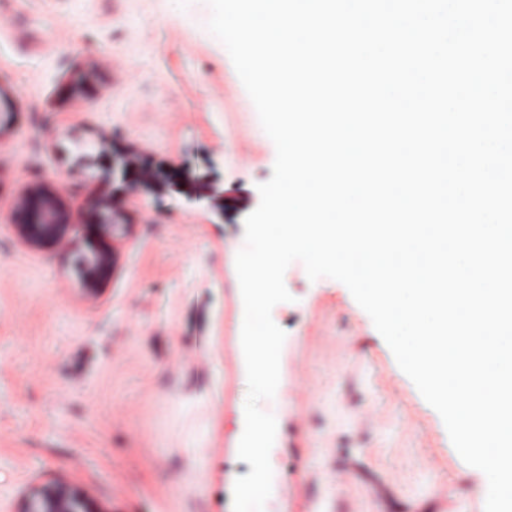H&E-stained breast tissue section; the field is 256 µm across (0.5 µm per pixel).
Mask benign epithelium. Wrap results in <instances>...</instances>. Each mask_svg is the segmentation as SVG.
Returning a JSON list of instances; mask_svg holds the SVG:
<instances>
[{
  "instance_id": "benign-epithelium-1",
  "label": "benign epithelium",
  "mask_w": 512,
  "mask_h": 512,
  "mask_svg": "<svg viewBox=\"0 0 512 512\" xmlns=\"http://www.w3.org/2000/svg\"><path fill=\"white\" fill-rule=\"evenodd\" d=\"M189 198L206 201L217 211H224V188L216 181H207V185L192 191ZM120 218L113 209L112 199L104 198L98 205L96 223L80 224L63 187L36 180L15 194L10 229L15 243L33 252L65 249L81 235L88 239L90 249L82 254L79 269L87 297L94 299L117 263L118 249L112 228ZM85 506V494L79 486L47 482L24 492L11 512H87Z\"/></svg>"
}]
</instances>
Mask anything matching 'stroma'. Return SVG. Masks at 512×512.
<instances>
[{
    "label": "stroma",
    "mask_w": 512,
    "mask_h": 512,
    "mask_svg": "<svg viewBox=\"0 0 512 512\" xmlns=\"http://www.w3.org/2000/svg\"><path fill=\"white\" fill-rule=\"evenodd\" d=\"M207 0H0V75L15 114L0 142V500L48 481L81 485L91 512H233L247 379L235 269L244 214L188 203L213 172L256 192L276 151ZM166 169L163 191L100 169L95 143ZM60 182L78 221L99 199L133 230L96 300L76 265L87 242L30 253L9 230L11 194ZM292 302L265 512H469L485 501L422 398L339 281L285 273Z\"/></svg>",
    "instance_id": "35a3bbf8"
}]
</instances>
